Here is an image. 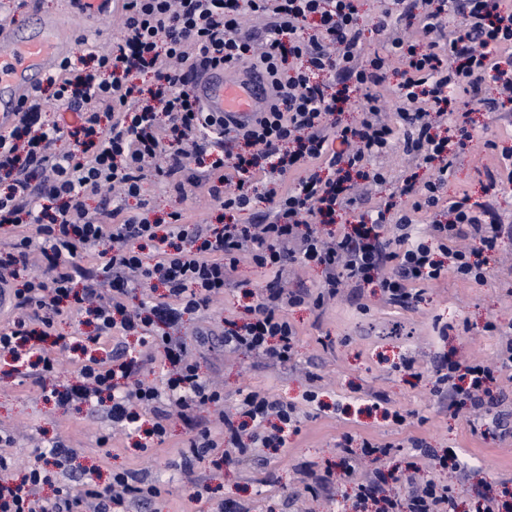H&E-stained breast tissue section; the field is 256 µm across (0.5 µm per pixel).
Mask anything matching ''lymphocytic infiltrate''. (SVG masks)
Segmentation results:
<instances>
[{"instance_id":"lymphocytic-infiltrate-1","label":"lymphocytic infiltrate","mask_w":512,"mask_h":512,"mask_svg":"<svg viewBox=\"0 0 512 512\" xmlns=\"http://www.w3.org/2000/svg\"><path fill=\"white\" fill-rule=\"evenodd\" d=\"M120 34L107 50L84 47L70 53L0 133V288L8 289L15 316L0 330V353L13 372L44 381L60 362L40 344L72 313L84 314L92 334L77 342L86 351L75 383L52 389L57 404L107 397L113 426L144 433L140 451L164 442L171 416H179L187 438L176 462L185 474L221 446L238 458L254 447L280 450L284 431L299 432L294 404L257 392L243 394L234 411H224V391L201 378L191 346H206L209 335L193 342L170 336L185 315H206L214 299L232 285L242 256L272 279L247 307L242 321H230L225 350L246 348L284 365L292 359L297 332L289 308L309 305L323 311L344 282L378 287L386 302L412 307L417 284L453 275L477 284L489 271L486 252L495 250L512 225L494 207L496 193L512 188V155L485 167V197L462 192L449 201L445 220L416 229L414 216L437 208L440 190L461 153L475 136L460 110L489 106L483 86L493 78L500 100L512 102V9L503 0H424L413 36L399 27L404 0H389L376 31L384 50L362 51V29L355 0H120ZM267 18L265 45L256 49L243 32L244 16ZM256 72L267 82L262 112L241 121L216 116L198 102L191 85L211 67ZM359 94L361 105L350 122L336 119L343 103ZM397 106L398 127L381 118L384 99ZM78 116L77 126L47 122L48 102ZM450 135L439 133L442 122ZM403 141L407 154L431 170L429 179L411 175L394 188L407 206L376 204L357 224L335 232L322 225L353 206L359 186L383 184L387 174L376 158ZM244 143L232 154L227 144ZM164 182L179 199L206 186L214 206L234 215L268 205L263 224H192L184 210L153 224L129 211L124 201L143 195L147 178ZM119 190L121 204L88 199ZM480 241L477 249L460 239ZM102 252L108 260L96 271L83 259ZM298 266L317 267L323 279L313 293L287 292L280 284ZM85 279L76 288L77 279ZM159 290L158 298L129 308L132 286ZM164 351L169 376L164 387L139 378L148 361L119 348L110 360L89 355L114 330ZM486 332L501 335L496 365L440 360L431 370L433 390L451 408L492 412L490 386L499 369L512 368V336L497 321ZM219 408L218 425L198 410ZM391 444L363 440L360 450L340 448L335 469L309 471L306 492L341 477L354 484L359 512L380 505L381 512H442L451 486L427 481L415 489L414 473L384 467ZM72 455L67 444L49 443L28 464L20 480H0V512H126L153 502L160 488L136 471L113 472L109 482L82 483L79 490L56 488L52 499L41 489L52 482L50 465ZM405 482L412 489L406 505L386 498L388 487Z\"/></svg>"}]
</instances>
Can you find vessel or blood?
I'll return each instance as SVG.
<instances>
[{
  "label": "vessel or blood",
  "mask_w": 512,
  "mask_h": 512,
  "mask_svg": "<svg viewBox=\"0 0 512 512\" xmlns=\"http://www.w3.org/2000/svg\"><path fill=\"white\" fill-rule=\"evenodd\" d=\"M111 14L112 0H76L66 15L39 14L31 21L0 27L1 126L8 125L13 112L19 111L34 88L58 69L61 33L87 28ZM194 86L208 111L230 112L243 118L257 112L265 93L261 78L234 80L220 70L199 74Z\"/></svg>",
  "instance_id": "1"
}]
</instances>
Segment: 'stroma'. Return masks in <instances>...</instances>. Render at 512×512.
Listing matches in <instances>:
<instances>
[{"instance_id":"stroma-1","label":"stroma","mask_w":512,"mask_h":512,"mask_svg":"<svg viewBox=\"0 0 512 512\" xmlns=\"http://www.w3.org/2000/svg\"><path fill=\"white\" fill-rule=\"evenodd\" d=\"M143 197L150 218H162L175 207L186 208L199 224L214 222L217 212L204 193L186 201L153 181L145 182ZM490 275L484 284L453 276L424 286L419 303L405 310L388 304L375 288L344 287L334 301L316 314L308 306L289 309L297 329V353L288 365H273L253 352H229L220 343L195 349L204 379L224 388V406L232 408L240 394L260 391L294 403L300 410V431L289 435L278 453L260 450L235 465L208 461L198 464L196 476L211 488L195 498L187 478L172 465L175 450L186 438L173 422L160 448L140 452L132 438L117 436L101 448L98 437L111 431L101 406L85 403L60 407L47 401L31 380L12 375L0 358V430L14 443L7 453L16 470L33 461L36 448L55 440L76 451L58 484L78 486L107 481L112 472L137 469L160 486L162 493L132 512H219L222 504L237 502L249 512H355L350 485L330 483L317 494L303 490L295 464L313 463L324 471L337 461L344 434L354 441L371 437L393 443L390 468L417 466L424 479L447 483V471L429 458L413 455L409 438L423 439L436 453L457 449L466 466L456 496L455 512H471L486 489L512 497V370L500 373L493 388L503 432L474 430L467 411L452 412L432 392L430 371L442 357L460 361L494 362L497 337L483 326L494 319L512 324V237L504 236L489 257ZM262 269L241 260L235 284L224 291L206 317H185L181 334L191 337L199 328L220 335L225 318H242L250 294L265 285ZM318 391L323 403H306V390ZM381 394L407 416L398 426L371 411L372 398Z\"/></svg>"}]
</instances>
